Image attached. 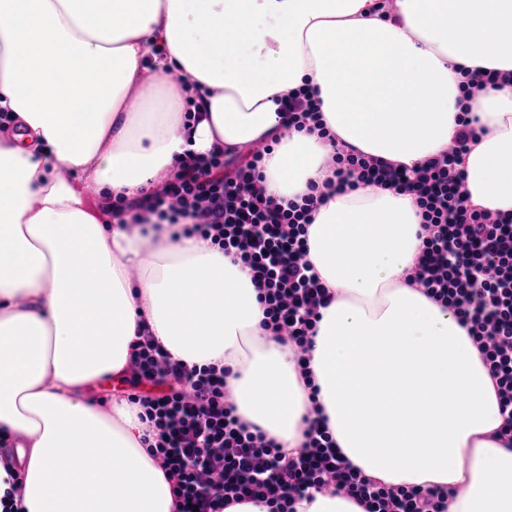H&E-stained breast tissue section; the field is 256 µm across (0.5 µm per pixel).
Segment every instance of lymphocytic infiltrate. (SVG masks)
<instances>
[{
    "mask_svg": "<svg viewBox=\"0 0 512 512\" xmlns=\"http://www.w3.org/2000/svg\"><path fill=\"white\" fill-rule=\"evenodd\" d=\"M458 124L447 149L410 171L351 147L337 149L336 180L328 188L343 193L377 184L414 197L421 253L409 277L455 312L478 348L498 395L497 439L512 448V213L470 203L460 165L478 129L465 115ZM271 151L268 144L252 148L244 162L216 151L186 157L173 179L128 206L192 219L193 233L249 269L266 329L305 354L332 301L307 261V226L318 199L266 195L261 162ZM128 372L134 388L128 399L145 410L177 512H223L253 499L265 500L270 512H294L295 502L313 491L345 494L366 512H449L457 495L447 486H386L365 478L315 421L302 451H283L236 415L223 369L171 360L151 337L133 341Z\"/></svg>",
    "mask_w": 512,
    "mask_h": 512,
    "instance_id": "obj_1",
    "label": "lymphocytic infiltrate"
}]
</instances>
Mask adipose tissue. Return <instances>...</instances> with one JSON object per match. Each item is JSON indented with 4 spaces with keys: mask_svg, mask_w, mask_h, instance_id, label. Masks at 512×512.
I'll use <instances>...</instances> for the list:
<instances>
[{
    "mask_svg": "<svg viewBox=\"0 0 512 512\" xmlns=\"http://www.w3.org/2000/svg\"><path fill=\"white\" fill-rule=\"evenodd\" d=\"M3 15L0 111L16 128L0 134V494L15 485L25 512H175L138 407L87 396L125 376L145 328L172 359L229 368L237 415L284 450L318 411L366 477L512 512L494 382L454 312L407 280L411 195L373 185L312 212L308 259L333 300L307 380L241 263L183 224H108L93 205L144 197L186 154L270 141L276 197L324 187L337 140L414 168L458 129L460 67L512 73V0H0ZM302 86L327 137L283 134L280 102ZM469 105L483 131L464 188L512 212V86Z\"/></svg>",
    "mask_w": 512,
    "mask_h": 512,
    "instance_id": "1",
    "label": "adipose tissue"
}]
</instances>
